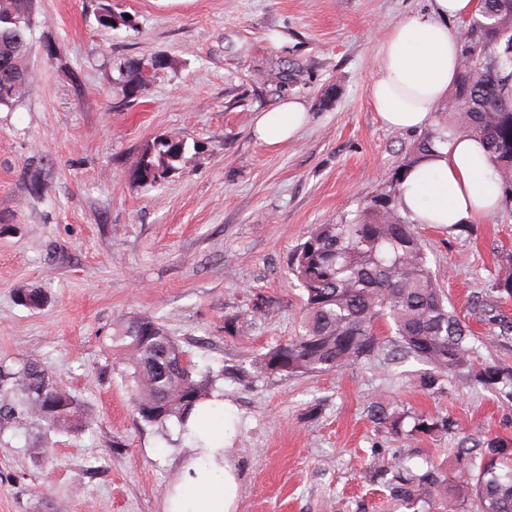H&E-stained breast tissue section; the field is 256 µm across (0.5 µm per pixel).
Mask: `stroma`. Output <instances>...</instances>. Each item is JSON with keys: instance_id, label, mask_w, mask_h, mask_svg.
I'll list each match as a JSON object with an SVG mask.
<instances>
[{"instance_id": "1", "label": "stroma", "mask_w": 512, "mask_h": 512, "mask_svg": "<svg viewBox=\"0 0 512 512\" xmlns=\"http://www.w3.org/2000/svg\"><path fill=\"white\" fill-rule=\"evenodd\" d=\"M132 27L102 30L103 6ZM427 0H34L37 24L22 103L0 107V358L44 364L84 401L82 432L0 433V512H162L188 443L133 412L112 360L120 322L159 318L233 413L226 438L238 512H408L374 460L451 466L460 436L512 441V398L453 381L432 394L421 363L374 360L316 376L261 375L252 364L298 329L304 292L288 260L317 224L355 214L386 186L417 137L384 126L366 84L387 33ZM165 55L125 106L117 68ZM284 71L288 80H273ZM297 98V140L273 149L255 113ZM179 134L185 166L156 188L127 172L155 136ZM428 266L452 307L483 337L481 361L512 363L472 313L512 216L470 231L422 224ZM41 289L45 303H20ZM275 308L257 314L256 299ZM242 333L224 330L227 318ZM386 398L408 413L452 416L455 434L394 436L371 422ZM49 495H37L41 485Z\"/></svg>"}]
</instances>
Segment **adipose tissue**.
<instances>
[{"mask_svg":"<svg viewBox=\"0 0 512 512\" xmlns=\"http://www.w3.org/2000/svg\"><path fill=\"white\" fill-rule=\"evenodd\" d=\"M478 0H431L426 14L406 15L381 45V63L367 85L373 112L394 130L427 126L455 84L460 67L453 19L475 13ZM309 119L305 104L284 100L258 113L253 133L277 147L297 137ZM501 187L476 139L461 135L437 146L402 183L400 207L418 224L464 225L498 211ZM213 415L187 420L191 443L166 491L162 512H236L239 478L224 446L231 417L221 394L208 401Z\"/></svg>","mask_w":512,"mask_h":512,"instance_id":"1","label":"adipose tissue"}]
</instances>
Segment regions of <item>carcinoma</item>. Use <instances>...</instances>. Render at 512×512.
<instances>
[{
	"mask_svg": "<svg viewBox=\"0 0 512 512\" xmlns=\"http://www.w3.org/2000/svg\"><path fill=\"white\" fill-rule=\"evenodd\" d=\"M98 23L129 26L123 13L102 9ZM36 24L33 0H0V106L12 107L33 78L27 66L29 33ZM456 84L448 111L417 138L384 190L367 201L355 218L316 224L294 251L289 270L305 293L298 333L271 347L255 363L259 373L284 377L315 375L375 356H410L428 366L420 386L441 394L453 377L465 374L488 389H509L512 365L473 366L476 337L454 311L427 265L414 222L400 212L402 178L407 170L458 135L484 146L501 185L503 211L512 214V0H480L465 24ZM164 56L129 58L120 63L117 83L133 102L150 79L169 69ZM187 142L176 133L147 142L128 171L131 183L154 188L188 161ZM512 297V253L504 254L487 280L486 292L472 312L495 336L512 338V317L500 307ZM384 322L394 337H378ZM112 351L131 386L133 407L145 423L163 426L176 419L186 426L191 411L211 396L213 379L185 358L178 342L156 318L142 316L119 325ZM407 415L377 407L373 422L399 435L451 433V418ZM33 424L43 433L76 432L88 425L85 405L38 362L0 359V432ZM403 472L390 492L415 512H512V452L497 437L462 439L456 472H415L402 462L381 464Z\"/></svg>",
	"mask_w": 512,
	"mask_h": 512,
	"instance_id": "obj_1",
	"label": "carcinoma"
}]
</instances>
